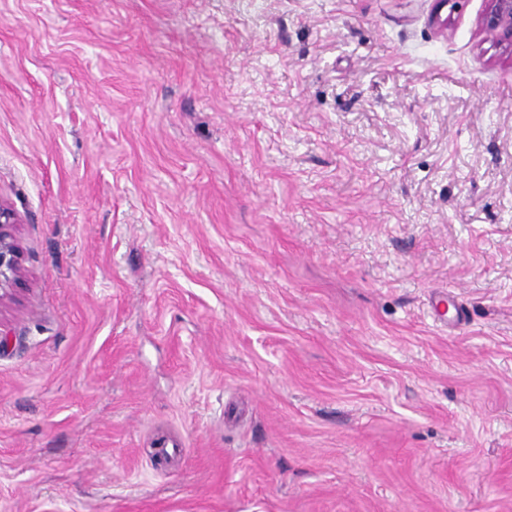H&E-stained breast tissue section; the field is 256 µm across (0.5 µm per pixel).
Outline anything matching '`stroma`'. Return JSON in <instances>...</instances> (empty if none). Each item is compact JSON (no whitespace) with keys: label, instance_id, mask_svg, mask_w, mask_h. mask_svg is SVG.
<instances>
[{"label":"stroma","instance_id":"1","mask_svg":"<svg viewBox=\"0 0 512 512\" xmlns=\"http://www.w3.org/2000/svg\"><path fill=\"white\" fill-rule=\"evenodd\" d=\"M486 7L0 0V512H512ZM19 224L13 207L0 198V308L18 291L23 278L21 251L12 227Z\"/></svg>","mask_w":512,"mask_h":512}]
</instances>
